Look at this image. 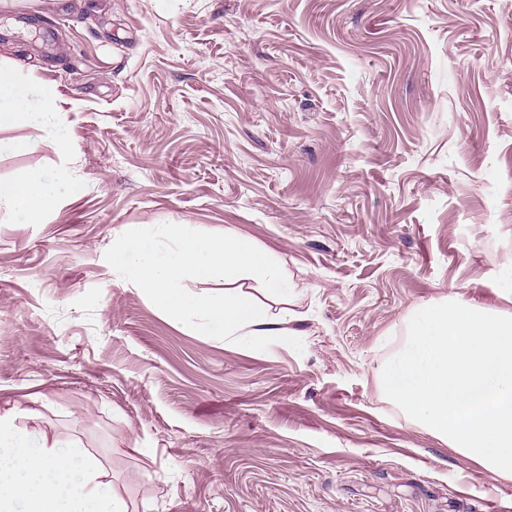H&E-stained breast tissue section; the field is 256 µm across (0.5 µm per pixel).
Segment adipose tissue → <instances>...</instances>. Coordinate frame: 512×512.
Wrapping results in <instances>:
<instances>
[{
	"label": "adipose tissue",
	"instance_id": "1",
	"mask_svg": "<svg viewBox=\"0 0 512 512\" xmlns=\"http://www.w3.org/2000/svg\"><path fill=\"white\" fill-rule=\"evenodd\" d=\"M57 110L53 87L0 66V130L28 125L64 145L67 135L56 119ZM63 189L73 194L80 190L65 170L0 180V210L39 221L55 208ZM170 239L174 247L162 249V242ZM112 265L127 272L173 322L238 342L249 336L284 341L290 334L286 318L274 316L268 302H288L292 288L270 256L247 239L229 233L214 239L192 224H157L127 236L113 252ZM216 274L226 283L221 297L200 296L181 286L185 277L201 280ZM246 280L258 285L262 298L240 289ZM21 417L15 408L0 412V512H127L121 497L108 491L100 460L77 443L22 425Z\"/></svg>",
	"mask_w": 512,
	"mask_h": 512
}]
</instances>
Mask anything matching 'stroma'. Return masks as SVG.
<instances>
[{"label":"stroma","instance_id":"35a3bbf8","mask_svg":"<svg viewBox=\"0 0 512 512\" xmlns=\"http://www.w3.org/2000/svg\"><path fill=\"white\" fill-rule=\"evenodd\" d=\"M0 62L55 87L58 147L0 179L81 184L0 215V410L80 442L129 512H512L380 371L416 308L512 313V0H8ZM269 251L288 341L171 321L125 230Z\"/></svg>","mask_w":512,"mask_h":512}]
</instances>
